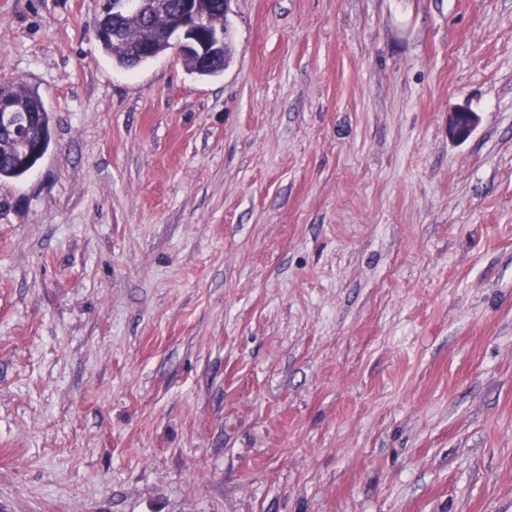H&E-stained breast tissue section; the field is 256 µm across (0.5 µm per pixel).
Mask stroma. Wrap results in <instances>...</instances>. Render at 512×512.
Segmentation results:
<instances>
[{"mask_svg":"<svg viewBox=\"0 0 512 512\" xmlns=\"http://www.w3.org/2000/svg\"><path fill=\"white\" fill-rule=\"evenodd\" d=\"M104 3L0 0V512H512V0H233L211 78ZM9 98L20 112L13 107H4L1 104L0 96V134H10L15 137L14 150L19 161L28 164L33 157L40 156L39 161L47 152L45 149L44 134L38 136V145L34 144L31 136L27 134L29 125V116L27 112H32L36 117L35 127L42 130L48 136L50 135V118L45 108L44 101L37 90L24 86L21 83L5 85ZM0 181L19 179L26 175L30 168L19 164L15 155L10 150L8 136H0ZM34 148H36L35 151ZM36 164V165H37ZM477 115L468 109H457L448 114V136L455 141L466 140L477 124Z\"/></svg>","mask_w":512,"mask_h":512,"instance_id":"35a3bbf8","label":"stroma"}]
</instances>
